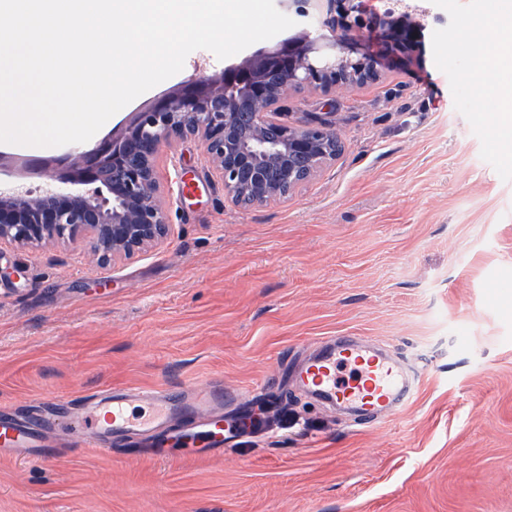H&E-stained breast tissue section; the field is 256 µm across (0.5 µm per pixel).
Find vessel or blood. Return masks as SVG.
Returning a JSON list of instances; mask_svg holds the SVG:
<instances>
[{"mask_svg":"<svg viewBox=\"0 0 512 512\" xmlns=\"http://www.w3.org/2000/svg\"><path fill=\"white\" fill-rule=\"evenodd\" d=\"M297 388L321 406L380 418L396 414L417 392L403 364L372 342L318 340L292 374ZM219 384L191 388L176 400L163 390L110 387L80 398L66 423L76 446L108 453L127 440H175L195 431L205 455L223 453L226 423ZM49 440L21 419L0 416V458L44 456Z\"/></svg>","mask_w":512,"mask_h":512,"instance_id":"obj_1","label":"vessel or blood"}]
</instances>
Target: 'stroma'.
<instances>
[{
    "mask_svg": "<svg viewBox=\"0 0 512 512\" xmlns=\"http://www.w3.org/2000/svg\"><path fill=\"white\" fill-rule=\"evenodd\" d=\"M372 0L426 11L416 52L378 79L290 91L285 122L333 128L335 160L288 200L243 206L198 140L162 149L156 176L171 226L158 248L108 266L82 248L0 245V407L41 399L53 456L0 459V512H512V135L504 102L473 79L490 4ZM183 69L112 116L111 134L192 77ZM0 143V182L40 193ZM369 338L414 377L415 401L383 422L312 404L291 365L322 337ZM270 377L261 391L254 383ZM222 381L247 422L219 458L176 445L74 447L80 396L110 384Z\"/></svg>",
    "mask_w": 512,
    "mask_h": 512,
    "instance_id": "stroma-1",
    "label": "stroma"
}]
</instances>
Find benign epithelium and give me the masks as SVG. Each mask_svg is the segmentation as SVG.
<instances>
[{
    "mask_svg": "<svg viewBox=\"0 0 512 512\" xmlns=\"http://www.w3.org/2000/svg\"><path fill=\"white\" fill-rule=\"evenodd\" d=\"M325 33L290 37L270 51L249 56L224 75L199 76L188 88L138 112L111 137L76 148L38 195L21 184L0 187V243L64 250L82 246L101 266L116 264L164 243L170 225L155 163L164 146L198 138L211 158L224 193L252 204L286 200L321 167L336 159L324 150L336 133L326 126L271 119L282 92L328 90L336 68L380 73L376 55L364 48V32L385 51L420 47L425 24L402 11L366 10V0H326ZM257 72L275 73L278 91L265 94ZM288 173V189L282 174ZM81 184L85 191L71 189ZM111 194L100 197V191Z\"/></svg>",
    "mask_w": 512,
    "mask_h": 512,
    "instance_id": "benign-epithelium-1",
    "label": "benign epithelium"
}]
</instances>
